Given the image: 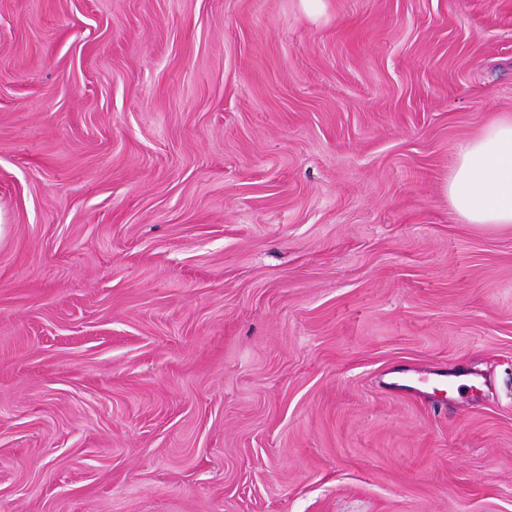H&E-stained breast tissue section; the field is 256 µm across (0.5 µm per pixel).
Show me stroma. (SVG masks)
Returning <instances> with one entry per match:
<instances>
[{"label": "stroma", "mask_w": 512, "mask_h": 512, "mask_svg": "<svg viewBox=\"0 0 512 512\" xmlns=\"http://www.w3.org/2000/svg\"><path fill=\"white\" fill-rule=\"evenodd\" d=\"M512 0H0V512H512ZM448 199L469 224H512V117L494 120L461 149Z\"/></svg>", "instance_id": "obj_1"}]
</instances>
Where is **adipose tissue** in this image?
<instances>
[{
	"label": "adipose tissue",
	"instance_id": "obj_1",
	"mask_svg": "<svg viewBox=\"0 0 512 512\" xmlns=\"http://www.w3.org/2000/svg\"><path fill=\"white\" fill-rule=\"evenodd\" d=\"M448 199L470 224H512V117L494 120L459 152Z\"/></svg>",
	"mask_w": 512,
	"mask_h": 512
}]
</instances>
